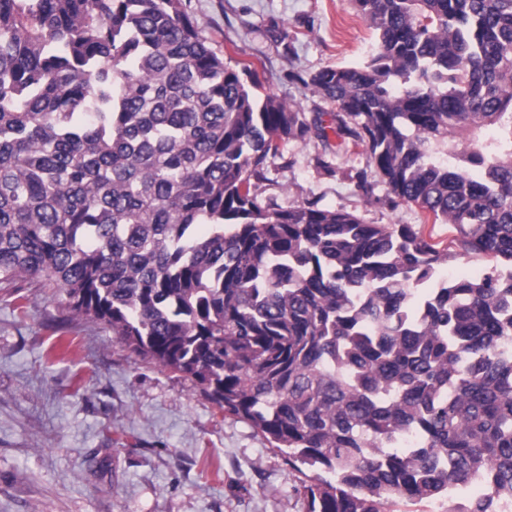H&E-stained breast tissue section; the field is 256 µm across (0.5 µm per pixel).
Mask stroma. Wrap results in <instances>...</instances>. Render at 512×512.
<instances>
[{
    "instance_id": "35a3bbf8",
    "label": "stroma",
    "mask_w": 512,
    "mask_h": 512,
    "mask_svg": "<svg viewBox=\"0 0 512 512\" xmlns=\"http://www.w3.org/2000/svg\"><path fill=\"white\" fill-rule=\"evenodd\" d=\"M225 62L257 71L266 93L305 112L331 111L305 80L368 60L375 34L352 0H186ZM328 152L337 170L318 171ZM361 146L289 142L268 158L261 201L305 198L368 224H411L441 248L450 225L419 207L392 209ZM301 474L248 423L224 414L182 374L162 368L49 289L0 292V512H307Z\"/></svg>"
}]
</instances>
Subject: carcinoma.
<instances>
[{"instance_id":"cac0c4a2","label":"carcinoma","mask_w":512,"mask_h":512,"mask_svg":"<svg viewBox=\"0 0 512 512\" xmlns=\"http://www.w3.org/2000/svg\"><path fill=\"white\" fill-rule=\"evenodd\" d=\"M352 2L376 48L306 81L336 105L327 127L257 99V73L225 63L184 0H0V291L51 288L191 378L311 471L307 512H501L512 0ZM330 131L368 150L358 188L373 171L385 205L451 225L457 250L313 198L258 200L268 156ZM461 255L496 264L443 276Z\"/></svg>"}]
</instances>
